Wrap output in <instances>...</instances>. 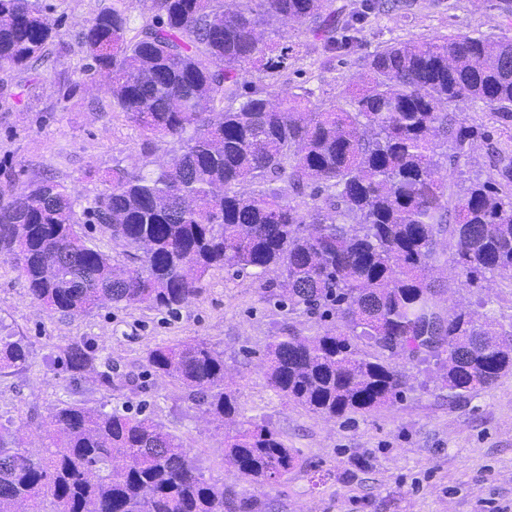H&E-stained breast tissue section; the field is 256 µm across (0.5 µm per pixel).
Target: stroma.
<instances>
[{
    "label": "stroma",
    "instance_id": "stroma-1",
    "mask_svg": "<svg viewBox=\"0 0 512 512\" xmlns=\"http://www.w3.org/2000/svg\"><path fill=\"white\" fill-rule=\"evenodd\" d=\"M106 0H41L48 16L63 18L60 43L35 71H0V183L21 189L52 177L82 200L92 199L113 162L133 167L168 157L171 146H145L134 123L113 111L107 95L83 71L78 33ZM500 0H396L390 10L364 11L363 0H333L337 16L365 12L347 48L326 61L304 23L285 36L297 56L290 86L314 90L322 108L344 105L369 54L391 42L461 34L512 38V15ZM461 119L490 133L477 141L455 172L466 183L493 172L488 154L506 141L488 106L460 102ZM443 310L459 308L512 322V279L494 276L462 285L458 269L443 268ZM316 336L323 321L275 307L247 275L214 270L202 292L174 314L143 305L115 304L70 319L49 314L27 294L21 272L0 260V332L30 348L26 366L0 373V423L24 428L30 450L41 447L38 425L64 403L104 410L147 402L156 421L191 448L205 476L224 478V429L211 423L185 393L165 379L148 378L146 393L105 391L91 375L73 381L57 363L67 340L94 343L120 374L143 375L147 352L160 344L198 339L223 350L241 414L267 426L295 449L300 463L277 482L240 495H259L265 512H512V371L494 385L459 395L444 387L434 360L391 358L408 378L393 404L325 420L288 403L269 385L262 353L286 330Z\"/></svg>",
    "mask_w": 512,
    "mask_h": 512
}]
</instances>
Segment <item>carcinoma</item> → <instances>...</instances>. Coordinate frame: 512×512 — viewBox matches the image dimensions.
I'll use <instances>...</instances> for the list:
<instances>
[{
  "label": "carcinoma",
  "instance_id": "cac0c4a2",
  "mask_svg": "<svg viewBox=\"0 0 512 512\" xmlns=\"http://www.w3.org/2000/svg\"><path fill=\"white\" fill-rule=\"evenodd\" d=\"M150 11L137 20L112 0L78 45L112 111L147 143L176 148L163 166L113 162L85 207L53 179L0 190V257L33 300L70 318L112 303L174 314L212 270L245 273L274 305L331 320L318 336L275 337L264 367L287 401L333 420L405 393L407 376L379 351L432 354L459 394L512 371V323L443 314L433 279L444 234L466 284L512 278V150L492 154L493 176L458 185L457 163L486 135L450 109L480 101L512 125V39L389 43L368 56L349 108L321 109L310 88L276 87L296 56L280 25L309 23L332 52V0H151ZM58 35L40 0H0L1 71L32 67ZM79 207L133 248L127 261L85 244ZM28 357V344L0 336V371ZM59 358L109 391L142 387L133 375L115 383L112 364L82 340ZM145 362L224 426L234 483L205 477L144 404H66L44 421L36 454L0 425V512H263L236 483L259 489L299 459L271 430L235 420L224 352L183 341L156 346Z\"/></svg>",
  "mask_w": 512,
  "mask_h": 512
}]
</instances>
